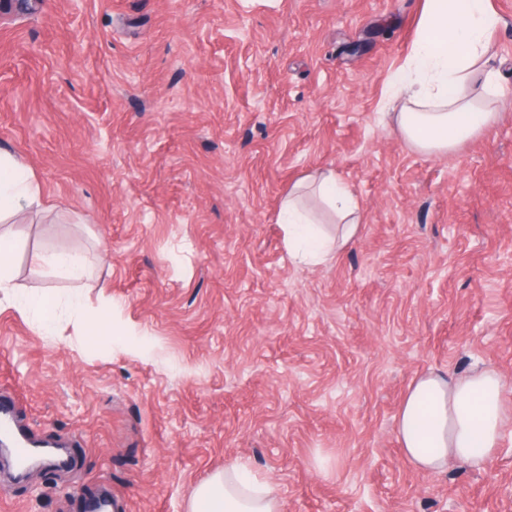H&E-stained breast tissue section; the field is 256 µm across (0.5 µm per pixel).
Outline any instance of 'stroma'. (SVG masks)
I'll list each match as a JSON object with an SVG mask.
<instances>
[{
    "mask_svg": "<svg viewBox=\"0 0 512 512\" xmlns=\"http://www.w3.org/2000/svg\"><path fill=\"white\" fill-rule=\"evenodd\" d=\"M486 136L408 149L380 110L422 0H0V150L47 207L5 232L0 398L67 466L13 479L0 512H188L243 464L282 512H512V424L481 466L425 474L399 408L429 370L491 368L512 410V0H491ZM334 170L358 237L293 262L279 210ZM64 248L85 282L32 262ZM80 298V311L69 301ZM14 244L6 236L0 235V295L10 296L14 288L12 284V268L14 264ZM16 309L21 316L38 313L44 328H50L56 316L54 307L46 306L42 301L34 298H25L16 304Z\"/></svg>",
    "mask_w": 512,
    "mask_h": 512,
    "instance_id": "obj_1",
    "label": "stroma"
}]
</instances>
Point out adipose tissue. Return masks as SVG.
Listing matches in <instances>:
<instances>
[{"label": "adipose tissue", "instance_id": "adipose-tissue-1", "mask_svg": "<svg viewBox=\"0 0 512 512\" xmlns=\"http://www.w3.org/2000/svg\"><path fill=\"white\" fill-rule=\"evenodd\" d=\"M502 20L490 0H423L412 49L388 77L383 114L415 151L454 153L488 134L499 114L493 107L501 89L490 67L492 36ZM483 96H475V84ZM309 181L342 229L327 235L315 227L300 187L282 202L285 243L290 256L319 265L347 247L360 231L357 198L334 171ZM43 204L42 190L23 159L0 153V222ZM504 427L502 381L495 370L459 375L431 371L410 384L398 414V439L416 469L436 473L449 463L481 465L498 448ZM190 512H280L273 489L231 465L192 491Z\"/></svg>", "mask_w": 512, "mask_h": 512}]
</instances>
